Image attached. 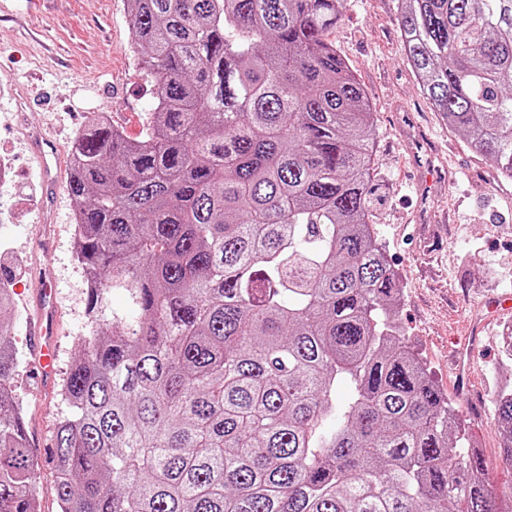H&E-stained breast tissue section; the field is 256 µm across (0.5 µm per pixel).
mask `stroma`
<instances>
[{
  "label": "stroma",
  "mask_w": 512,
  "mask_h": 512,
  "mask_svg": "<svg viewBox=\"0 0 512 512\" xmlns=\"http://www.w3.org/2000/svg\"><path fill=\"white\" fill-rule=\"evenodd\" d=\"M330 38L346 57L376 110L370 219L401 288L397 323L430 380L455 403L489 476L512 486L490 406L495 387L512 379L494 340L512 310L494 316L486 297L512 292V183L494 162L451 132L419 91L404 60L397 0H343ZM154 101L131 41L125 0H13L0 12V156L13 164L0 190V274L15 287L14 305L28 318L38 309L39 282H49L58 312L52 382L33 373L27 326H13L21 362L13 395L38 467L49 488L56 423L70 412L56 395L92 326L88 288L74 259L72 202L66 188L72 145L90 115L111 114L140 136ZM51 135L62 162L42 176L31 132ZM427 135L443 151L428 168L430 216L417 218L411 138ZM54 216L43 222L46 194Z\"/></svg>",
  "instance_id": "obj_1"
}]
</instances>
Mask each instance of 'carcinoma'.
Listing matches in <instances>:
<instances>
[{
  "mask_svg": "<svg viewBox=\"0 0 512 512\" xmlns=\"http://www.w3.org/2000/svg\"><path fill=\"white\" fill-rule=\"evenodd\" d=\"M340 2L126 0L153 112L88 120L67 190L91 314L138 316L93 319L60 384L59 512H512L400 334ZM398 9L420 92L512 181V0ZM7 336L0 512H40ZM490 403L512 461V382Z\"/></svg>",
  "mask_w": 512,
  "mask_h": 512,
  "instance_id": "1",
  "label": "carcinoma"
}]
</instances>
